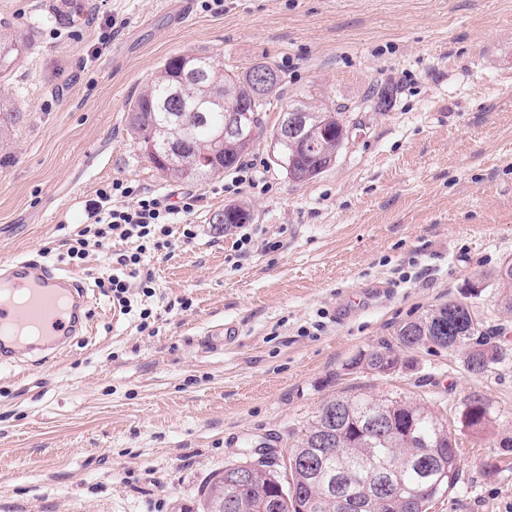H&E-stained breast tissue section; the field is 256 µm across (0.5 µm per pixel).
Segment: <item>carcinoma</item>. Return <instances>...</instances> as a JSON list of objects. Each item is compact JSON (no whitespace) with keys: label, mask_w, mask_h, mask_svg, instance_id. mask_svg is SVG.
Segmentation results:
<instances>
[{"label":"carcinoma","mask_w":512,"mask_h":512,"mask_svg":"<svg viewBox=\"0 0 512 512\" xmlns=\"http://www.w3.org/2000/svg\"><path fill=\"white\" fill-rule=\"evenodd\" d=\"M17 31L0 38V73L15 66L16 60L32 44L31 32ZM273 67L257 63L242 70L221 69L204 53L168 58L154 77L135 96L128 113L131 133L140 151L158 172L180 181H201L231 170L253 148L254 138L241 141L224 138V150H218L217 136L224 129L226 111L249 99L254 72ZM286 77L278 73L251 113L249 125L257 128L260 113L279 101ZM309 135L308 149L277 145L274 158L286 159L288 177L296 182L310 181L335 161L348 140L349 127L343 120L346 107H321L301 102ZM21 112L11 96L0 98V151L8 145L9 128L20 122ZM249 211L238 204L224 207L221 223L244 224ZM495 289L502 312L512 314V257L503 259L491 272L480 274L467 285L477 296L485 288ZM483 323L475 318L471 306L461 300L448 302L413 320L402 323L394 343L360 353L350 368L361 367L378 374L394 372L407 363L393 354L394 347L410 351L431 347L436 336L477 337L464 345L465 365L475 374H486L502 362L504 355L495 344L484 340ZM341 401L343 421L333 429L343 434L328 454L314 455L322 430L328 427L327 411ZM461 428L474 434L493 427L491 412L478 413L464 406L459 416ZM459 438L426 404L403 400L378 399L366 395L331 398L309 423L290 454L296 458L288 474L279 464L265 463L268 471L260 475L234 512H331L330 485L347 495L346 512H428L434 499L453 488L457 479ZM399 467V487L394 498L386 501L363 497L364 466L369 459ZM231 467L213 472L197 493L196 510L202 512V500L222 491L232 492Z\"/></svg>","instance_id":"obj_1"}]
</instances>
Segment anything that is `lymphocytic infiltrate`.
I'll return each instance as SVG.
<instances>
[{"mask_svg": "<svg viewBox=\"0 0 512 512\" xmlns=\"http://www.w3.org/2000/svg\"><path fill=\"white\" fill-rule=\"evenodd\" d=\"M197 203V196L192 194L173 200L121 180L112 181L97 190L89 222L69 239L67 255L79 261L90 249H108L113 240L133 242V249L110 252L112 271L106 282L113 301L129 309L132 287H139L146 295L151 292L152 275L144 269L145 253L169 246L172 224L178 217L193 213Z\"/></svg>", "mask_w": 512, "mask_h": 512, "instance_id": "obj_1", "label": "lymphocytic infiltrate"}]
</instances>
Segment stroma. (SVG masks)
Wrapping results in <instances>:
<instances>
[{"label": "stroma", "mask_w": 512, "mask_h": 512, "mask_svg": "<svg viewBox=\"0 0 512 512\" xmlns=\"http://www.w3.org/2000/svg\"><path fill=\"white\" fill-rule=\"evenodd\" d=\"M204 3L177 26L171 0H0V33L34 27L0 76L23 114L0 165V259L83 275L93 327L56 363L0 367V512H184L213 471L263 442L289 453L325 401L360 393L427 402L452 430L482 395L495 427L460 432L457 483L429 512H512V318L494 289L472 300L503 340L494 372L436 347L400 352L410 367L387 375L348 367L512 256V0ZM198 52L277 65L283 101L346 106L335 163L289 179L274 106L247 156L260 187L160 175L127 131L129 104L167 58ZM376 84L397 90L388 111L365 99ZM115 180L199 199L195 238L177 223L147 254L153 295L133 290L127 314L100 286L103 254L76 264L65 248ZM229 204L249 210L245 228L214 223ZM224 324L236 339L213 345Z\"/></svg>", "instance_id": "35a3bbf8"}]
</instances>
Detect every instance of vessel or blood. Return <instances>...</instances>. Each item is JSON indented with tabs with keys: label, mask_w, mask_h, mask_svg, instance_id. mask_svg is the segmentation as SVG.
<instances>
[{
	"label": "vessel or blood",
	"mask_w": 512,
	"mask_h": 512,
	"mask_svg": "<svg viewBox=\"0 0 512 512\" xmlns=\"http://www.w3.org/2000/svg\"><path fill=\"white\" fill-rule=\"evenodd\" d=\"M88 289L82 276L63 273L37 257L0 263V359L36 354L59 360L71 337L87 333Z\"/></svg>",
	"instance_id": "obj_1"
}]
</instances>
